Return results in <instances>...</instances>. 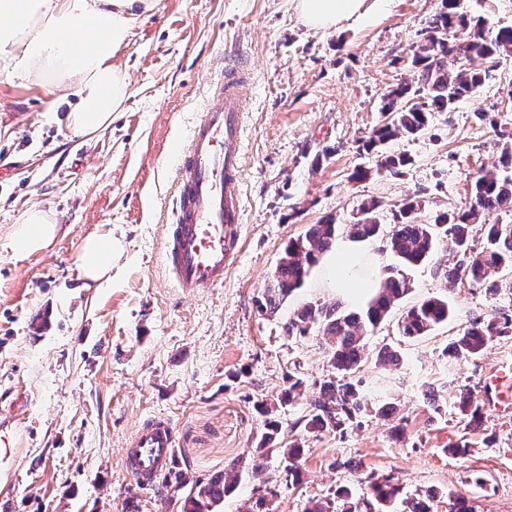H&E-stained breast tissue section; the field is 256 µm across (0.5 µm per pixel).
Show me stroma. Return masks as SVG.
<instances>
[{
    "mask_svg": "<svg viewBox=\"0 0 512 512\" xmlns=\"http://www.w3.org/2000/svg\"><path fill=\"white\" fill-rule=\"evenodd\" d=\"M439 0H381L374 17L332 30L306 26L291 0H158L117 55L131 96L111 125L90 138L65 127L69 108L52 82L0 74V512H179L137 484L123 461L127 439L148 419H168L177 458L205 479L243 459V473L218 512H246L265 486L273 512H305L338 486L370 494L391 479L402 497L435 492L434 512L459 499L473 512H512V414L484 402L483 381L512 368V335L476 357L449 363L445 349L472 322L512 316V291L448 281L459 263L452 235L431 257L402 267L387 237L376 238L385 273L404 271L411 290L366 338L358 377L390 416L310 432L298 400L278 418L300 439V484L287 483L278 455L259 458L265 418L259 402L302 377L308 392L332 373L318 333L288 336L298 307L337 304L313 267L275 314L258 301L290 240L326 215L353 223L360 203L381 200L383 226L417 195L425 215L468 209L470 186L512 144V58L478 92L433 113L419 135L392 141L409 156L398 174L355 181L378 156L362 142L383 122L381 97L410 79L407 57ZM247 63L254 80L245 116L242 248L222 285L186 297L161 264L172 221L180 141L224 64ZM321 165H314V158ZM49 211L61 233L45 251L22 256L6 239L31 207ZM111 232L125 245L111 283L88 286L78 266L82 239ZM448 300L453 315L426 336L398 331L422 299ZM398 365L378 366L380 348ZM468 391L482 416L466 425ZM461 454H452V446Z\"/></svg>",
    "mask_w": 512,
    "mask_h": 512,
    "instance_id": "35a3bbf8",
    "label": "stroma"
}]
</instances>
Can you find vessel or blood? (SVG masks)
<instances>
[{"label":"vessel or blood","mask_w":512,"mask_h":512,"mask_svg":"<svg viewBox=\"0 0 512 512\" xmlns=\"http://www.w3.org/2000/svg\"><path fill=\"white\" fill-rule=\"evenodd\" d=\"M251 95L247 69L227 66L214 88V105L201 113L181 148L176 222L167 231L163 265L186 296L223 284L240 252L242 114ZM174 455V430L163 418L144 423L123 450L136 482L146 486L168 469Z\"/></svg>","instance_id":"obj_1"}]
</instances>
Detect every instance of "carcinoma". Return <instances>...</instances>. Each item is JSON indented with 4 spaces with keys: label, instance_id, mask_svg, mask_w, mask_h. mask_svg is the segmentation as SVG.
<instances>
[{
    "label": "carcinoma",
    "instance_id": "cac0c4a2",
    "mask_svg": "<svg viewBox=\"0 0 512 512\" xmlns=\"http://www.w3.org/2000/svg\"><path fill=\"white\" fill-rule=\"evenodd\" d=\"M512 56V27L499 26L487 15H473L464 8V0H441L440 7L420 39L413 44L407 58L412 79L389 89L381 99L379 111L386 122L363 141V148L378 155L376 169L358 168L351 178L364 181L382 173L396 174L411 163L405 154L383 149V146L402 137H415L425 130L433 112H449L462 99L472 96L483 86L489 72L501 61ZM481 59L483 69L470 68L471 62ZM379 201L371 199L361 203L359 219L352 224H337L325 216L311 224L305 232L288 243L269 283L258 301L259 308L274 313L292 292L303 286L319 256L334 245L336 237L345 234L366 240L378 236ZM424 200L406 199L395 213L396 222L388 232L390 247L400 262L413 266L424 262L434 251L437 229L449 226L458 252L467 261L445 273L449 280L462 276L482 283L490 290L499 288L495 275L512 270V222L495 221L484 225L485 243L475 251L470 245V224L482 215L512 211V147L503 150L500 164L480 173L471 187L468 209L449 215L438 213L422 218ZM409 291V281L404 275L389 276L368 307L348 311L340 307L308 303L288 317L283 330L290 336H307L316 330L327 337L330 364L335 374L320 383L317 395L309 397L305 427L312 431L343 430L358 423V418L375 407L387 415L393 407L373 401L356 378L364 359V338L387 317L393 305ZM452 308L448 300L429 297L407 309L399 323L400 333L408 338L427 335L436 326L448 322ZM512 333V318L494 317L476 321L456 337L446 349L449 360L475 357L495 337ZM304 380L288 375V387L271 402L258 404L260 413L268 416L266 431L258 441L261 453H276L281 457L288 480L300 482L298 459L303 445L297 441L289 444L281 439V422L272 418L278 409L291 406L302 394ZM460 412L466 426L477 428L481 417L473 408L467 394L460 395ZM246 464L233 461L222 473L207 480L192 479L188 468L174 461L171 467L152 486L154 494L168 502L180 504L181 512H216L238 482ZM370 496L357 499L352 489L341 486L336 498L342 501L343 512H432L429 494L424 499H399V489L390 484L374 482Z\"/></svg>",
    "mask_w": 512,
    "mask_h": 512
}]
</instances>
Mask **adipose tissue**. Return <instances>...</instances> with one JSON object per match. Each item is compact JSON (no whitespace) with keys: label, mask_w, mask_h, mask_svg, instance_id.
Here are the masks:
<instances>
[{"label":"adipose tissue","mask_w":512,"mask_h":512,"mask_svg":"<svg viewBox=\"0 0 512 512\" xmlns=\"http://www.w3.org/2000/svg\"><path fill=\"white\" fill-rule=\"evenodd\" d=\"M156 6L157 0H0V73L58 80L75 100L66 128L77 137L96 135L110 126L130 92L129 75L114 58L136 21ZM378 6L379 0H294L303 23L322 30L367 19ZM58 233L49 212L32 208L14 225L8 245L31 255L46 250ZM123 252V242L112 234L84 237L78 257L84 280L107 279ZM318 265L330 287L354 307L365 306L384 277L369 240H337Z\"/></svg>","instance_id":"obj_1"}]
</instances>
